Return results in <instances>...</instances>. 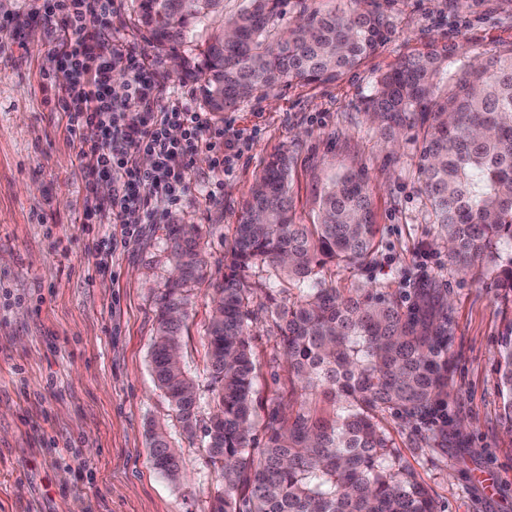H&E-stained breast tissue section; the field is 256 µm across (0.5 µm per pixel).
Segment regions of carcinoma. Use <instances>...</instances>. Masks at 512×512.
<instances>
[{"label":"carcinoma","instance_id":"1","mask_svg":"<svg viewBox=\"0 0 512 512\" xmlns=\"http://www.w3.org/2000/svg\"><path fill=\"white\" fill-rule=\"evenodd\" d=\"M244 2L226 16L224 0H136L150 43L180 50L181 71L201 80L202 105L216 116L281 83L334 80L391 31L377 0L350 12L302 2L288 29L279 24L288 0ZM366 111L384 130L410 129L421 138L419 180L450 260L461 271L483 264L512 292V258L499 251L512 243V44L484 64L435 46L406 56L378 78ZM292 208L288 167L276 156L235 227L228 273L212 288L205 335L213 410L203 439L224 483L214 512H434L426 488L394 456L382 416L395 410L411 422L446 404L448 315L428 288L414 289L405 305L385 288H351L344 296L323 274L331 263L365 266L375 256L377 224L362 175L330 180L316 224L293 223ZM169 242L177 275L159 300L151 365L192 440L198 385L173 350L181 347L189 291L205 278V262L195 226L173 225ZM254 269L265 272L257 285L249 280ZM260 318L279 332L290 383L334 396L337 408L325 419L301 406L286 424L273 413L255 458L250 327ZM496 365L512 432V334L502 337ZM149 447L155 468L178 480L179 456L166 431L151 429Z\"/></svg>","mask_w":512,"mask_h":512}]
</instances>
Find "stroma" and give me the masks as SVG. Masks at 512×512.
I'll list each match as a JSON object with an SVG mask.
<instances>
[{
    "label": "stroma",
    "mask_w": 512,
    "mask_h": 512,
    "mask_svg": "<svg viewBox=\"0 0 512 512\" xmlns=\"http://www.w3.org/2000/svg\"><path fill=\"white\" fill-rule=\"evenodd\" d=\"M42 0H0V512H211L222 486L201 442H188L151 371L156 306L174 275L171 222L196 225L213 278L250 188L273 155L290 168L293 220H317L331 178L364 175L375 204L376 256L363 268L337 267V288H386L400 295L433 289L448 315L453 372L446 420L383 424L394 455L410 466L435 512H512V434L502 415L494 357L512 327V293L477 266L461 272L430 223L418 179L416 135L385 133L365 102L378 77L433 44L463 46L483 61L512 44V0H382L392 28L384 45L333 82L278 87L241 103L225 121L249 137L234 171L217 179L199 153L181 206L115 253L116 224L84 219L85 173L79 147L53 111L54 36L35 16ZM111 37L156 68L162 93L198 90L175 72L171 54L153 48L136 24L133 0H117ZM206 282L195 286L181 355L206 390ZM258 365L254 404L261 421L251 452L260 455L264 424L321 395L293 394L272 324L251 326ZM164 429L180 457L173 482L154 467L149 432ZM487 472L495 491L474 477Z\"/></svg>",
    "instance_id": "1"
}]
</instances>
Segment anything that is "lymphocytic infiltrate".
<instances>
[{"instance_id": "1", "label": "lymphocytic infiltrate", "mask_w": 512, "mask_h": 512, "mask_svg": "<svg viewBox=\"0 0 512 512\" xmlns=\"http://www.w3.org/2000/svg\"><path fill=\"white\" fill-rule=\"evenodd\" d=\"M113 9V0H47L43 19L55 31L52 53L62 74L54 108L64 113L70 139L80 144L86 191L98 180L111 182L104 217L121 225L120 242L126 245L181 201L199 151L215 154L217 167L225 170L240 149L238 132L214 124L188 95L161 105L151 66L108 36ZM116 67L125 74L119 99L111 92ZM88 128L98 131L97 141H84ZM144 154L152 156L151 166L140 164ZM144 186L151 197L142 196Z\"/></svg>"}]
</instances>
